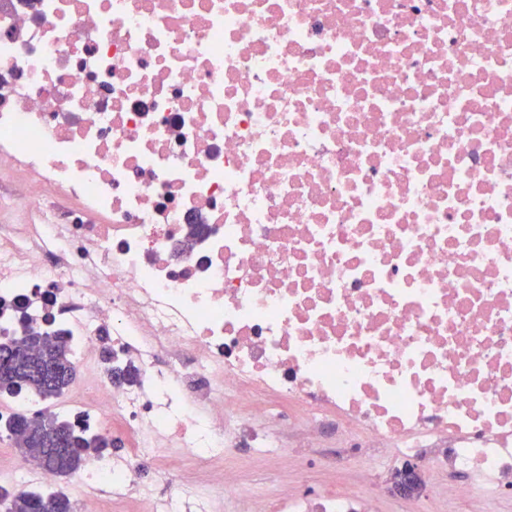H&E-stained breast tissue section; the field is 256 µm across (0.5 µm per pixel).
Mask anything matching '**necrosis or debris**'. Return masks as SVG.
<instances>
[{
	"instance_id": "4bbe7bcc",
	"label": "necrosis or debris",
	"mask_w": 512,
	"mask_h": 512,
	"mask_svg": "<svg viewBox=\"0 0 512 512\" xmlns=\"http://www.w3.org/2000/svg\"><path fill=\"white\" fill-rule=\"evenodd\" d=\"M0 165V330L121 441L76 512L512 495V0H0ZM58 332L47 330H29L19 340L7 334H0V398L14 399L29 394L36 395L42 402L61 396L77 377L67 340ZM27 352L30 366L35 369L51 367L53 375L49 380H42L33 375L26 381L11 375L8 370L2 371L1 362L6 368L14 362L20 348ZM71 388V387H70ZM69 388V390H70ZM68 390V391H69ZM68 391L64 394L66 395ZM103 353V365L106 377L119 384L135 383L139 380V371L131 361H112V348L109 336H99ZM403 461H392L382 470L377 511L375 512H438L437 510L444 509L445 504L438 494V489L448 485V477L437 475L431 482L423 477V488L420 468L415 462L405 463L393 477V490L411 498L404 497L392 490L389 483L391 473L394 468L401 467ZM423 507L426 511H419Z\"/></svg>"
}]
</instances>
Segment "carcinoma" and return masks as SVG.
<instances>
[{"mask_svg":"<svg viewBox=\"0 0 512 512\" xmlns=\"http://www.w3.org/2000/svg\"><path fill=\"white\" fill-rule=\"evenodd\" d=\"M99 341L108 380L119 384L137 382L139 371L131 362L112 360L110 337L101 336ZM22 348L27 352L30 366L50 367L53 375L47 381L36 375L26 381L0 370L1 399L34 394L46 402L61 396L76 380L77 367L66 338L59 333L29 330L18 340L1 333L0 363L7 366L14 362ZM17 418L14 414L1 421L0 429L11 437L22 462L43 472L53 470L60 478L77 474L91 455L110 454L114 448L111 438L96 431L85 420L40 410L25 415V430L18 431ZM0 504L5 506L6 512H75L72 499L65 493L45 489L19 491L1 486Z\"/></svg>","mask_w":512,"mask_h":512,"instance_id":"1","label":"carcinoma"}]
</instances>
